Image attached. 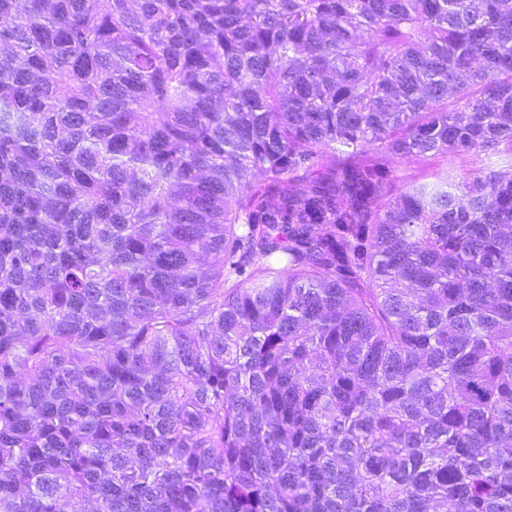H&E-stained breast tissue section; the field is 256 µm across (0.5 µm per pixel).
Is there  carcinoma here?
<instances>
[{"instance_id": "carcinoma-1", "label": "carcinoma", "mask_w": 512, "mask_h": 512, "mask_svg": "<svg viewBox=\"0 0 512 512\" xmlns=\"http://www.w3.org/2000/svg\"><path fill=\"white\" fill-rule=\"evenodd\" d=\"M471 151L512 0H0V512H512ZM484 155L459 154L417 158L398 165L394 194L399 195L411 182L431 180L432 176L448 167V171H466L483 167L487 163Z\"/></svg>"}]
</instances>
